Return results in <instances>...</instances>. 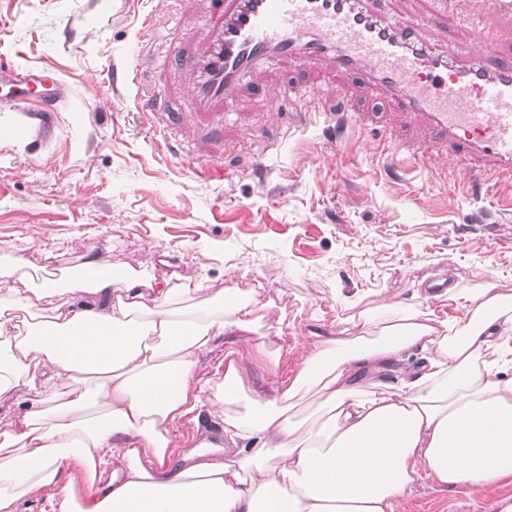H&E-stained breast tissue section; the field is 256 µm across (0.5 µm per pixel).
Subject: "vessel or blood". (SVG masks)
Instances as JSON below:
<instances>
[{"instance_id":"1","label":"vessel or blood","mask_w":512,"mask_h":512,"mask_svg":"<svg viewBox=\"0 0 512 512\" xmlns=\"http://www.w3.org/2000/svg\"><path fill=\"white\" fill-rule=\"evenodd\" d=\"M214 40L199 55L178 58L195 73V95L223 107L228 93L261 61L284 58L358 76L366 94L388 91L401 111L420 114L439 146L466 163L512 180V63L458 64L418 42L412 31L379 17L370 0H208ZM44 75L0 64V102L23 119L10 136L42 144L50 129L48 101L29 102L21 85Z\"/></svg>"}]
</instances>
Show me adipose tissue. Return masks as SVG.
<instances>
[{
  "instance_id": "obj_1",
  "label": "adipose tissue",
  "mask_w": 512,
  "mask_h": 512,
  "mask_svg": "<svg viewBox=\"0 0 512 512\" xmlns=\"http://www.w3.org/2000/svg\"><path fill=\"white\" fill-rule=\"evenodd\" d=\"M0 264V402L37 396L0 426V512L48 492L53 512H400L422 480L512 482V299L441 292L447 310L379 302L375 329L309 334L293 379L255 394L233 336L269 354L261 306L237 288H162L85 252L49 313ZM227 340L224 372L199 373ZM416 365H409L410 355ZM315 396L322 414L294 409ZM222 424L221 460L170 464L183 423Z\"/></svg>"
}]
</instances>
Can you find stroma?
<instances>
[{"instance_id":"stroma-1","label":"stroma","mask_w":512,"mask_h":512,"mask_svg":"<svg viewBox=\"0 0 512 512\" xmlns=\"http://www.w3.org/2000/svg\"><path fill=\"white\" fill-rule=\"evenodd\" d=\"M376 2L438 53L512 63V9L479 22L471 0H457L446 24L430 26L434 0ZM147 18L154 34L141 45ZM481 25L495 34L487 53ZM210 32L207 0H0V62L52 69L63 92L43 149L0 136V256L31 263L16 288L91 248L146 278L252 291L278 334V362H242L266 398L295 373L302 333H357L351 299L412 302L447 276L512 295L511 183L489 172L474 188L420 115L393 109L384 91L366 98L355 76L329 68L263 62L220 120L176 65ZM131 71L139 85L125 83ZM311 88L376 112L377 125L330 131ZM509 493L424 481L401 512H485Z\"/></svg>"}]
</instances>
